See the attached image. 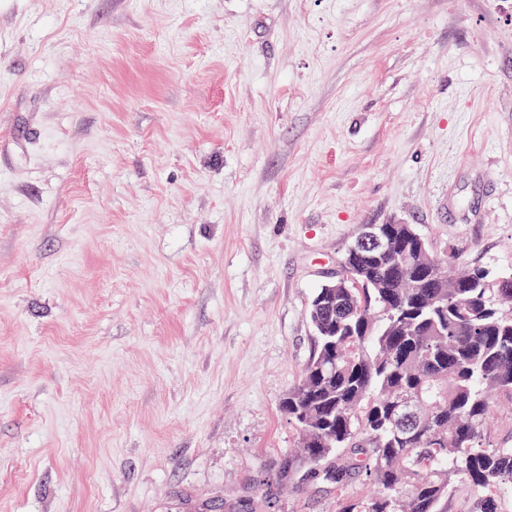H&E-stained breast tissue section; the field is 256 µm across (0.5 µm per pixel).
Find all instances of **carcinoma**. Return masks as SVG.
<instances>
[{
    "label": "carcinoma",
    "mask_w": 512,
    "mask_h": 512,
    "mask_svg": "<svg viewBox=\"0 0 512 512\" xmlns=\"http://www.w3.org/2000/svg\"><path fill=\"white\" fill-rule=\"evenodd\" d=\"M404 257L354 243L342 259L362 268L326 305L309 308L314 350L281 410L301 438V468L336 484L337 512H441L467 485L479 512H498L512 488V444L496 436L512 405V275L442 268L411 277Z\"/></svg>",
    "instance_id": "cac0c4a2"
}]
</instances>
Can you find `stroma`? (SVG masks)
<instances>
[{"label":"stroma","mask_w":512,"mask_h":512,"mask_svg":"<svg viewBox=\"0 0 512 512\" xmlns=\"http://www.w3.org/2000/svg\"><path fill=\"white\" fill-rule=\"evenodd\" d=\"M392 222L512 274V0H0V512H336L280 403Z\"/></svg>","instance_id":"35a3bbf8"}]
</instances>
